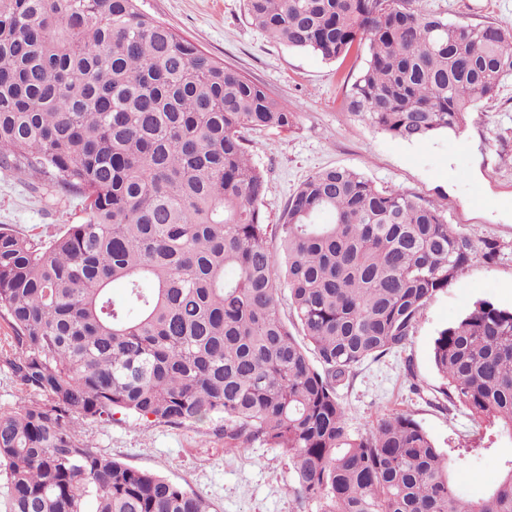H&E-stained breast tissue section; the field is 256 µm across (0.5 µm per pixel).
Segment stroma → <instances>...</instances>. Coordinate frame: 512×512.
Segmentation results:
<instances>
[{
  "mask_svg": "<svg viewBox=\"0 0 512 512\" xmlns=\"http://www.w3.org/2000/svg\"><path fill=\"white\" fill-rule=\"evenodd\" d=\"M138 5L295 112L289 128L244 132L265 175L260 207L267 224L281 223L289 196L308 176L344 167L377 187L432 203L473 241L497 243L494 262H471L428 304L404 352L366 362L339 390L353 432L400 409L446 452L461 439L475 438L464 409L431 402L441 384L432 351L438 331L475 301L512 307V78L502 82L494 100L468 114L461 131L406 142L342 108L367 48L352 50L339 62L275 43L251 25L244 0H139ZM425 6L465 24L512 26V0H426ZM83 217L78 201L55 194L40 179L0 169V225L36 238ZM83 432L91 448L179 483L212 503L215 512H299L288 493L287 458L257 443L226 453L223 423L177 426L118 413L106 423H86ZM482 444L481 455L452 465L458 491L472 499L486 495L503 461L512 457V439L488 435Z\"/></svg>",
  "mask_w": 512,
  "mask_h": 512,
  "instance_id": "stroma-1",
  "label": "stroma"
}]
</instances>
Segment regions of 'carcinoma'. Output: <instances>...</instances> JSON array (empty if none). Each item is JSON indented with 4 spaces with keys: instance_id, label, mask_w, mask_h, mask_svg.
I'll use <instances>...</instances> for the list:
<instances>
[{
    "instance_id": "carcinoma-1",
    "label": "carcinoma",
    "mask_w": 512,
    "mask_h": 512,
    "mask_svg": "<svg viewBox=\"0 0 512 512\" xmlns=\"http://www.w3.org/2000/svg\"><path fill=\"white\" fill-rule=\"evenodd\" d=\"M245 11L274 42L325 60L366 44L344 108L401 140L459 130L512 76V27L452 22L424 0ZM294 119L137 0H0V168L38 175L85 212L47 241L0 226V362L29 396L0 409L10 512H214L89 447L82 423L117 412L224 421L226 450L279 449L288 492L315 512H512V458L488 495L466 499L411 415L355 434L338 395L404 348L435 295L497 244L334 167L293 192L270 247L265 175L242 130ZM433 362L442 401L512 439V308L475 302L438 332Z\"/></svg>"
}]
</instances>
